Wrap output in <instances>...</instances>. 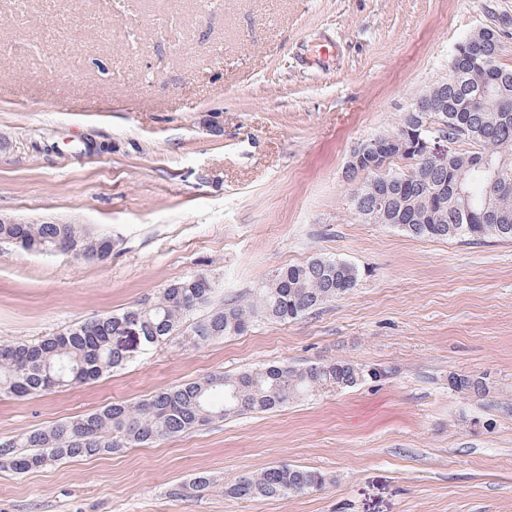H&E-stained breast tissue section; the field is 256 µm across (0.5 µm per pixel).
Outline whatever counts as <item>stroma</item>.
I'll return each instance as SVG.
<instances>
[{
	"instance_id": "stroma-1",
	"label": "stroma",
	"mask_w": 512,
	"mask_h": 512,
	"mask_svg": "<svg viewBox=\"0 0 512 512\" xmlns=\"http://www.w3.org/2000/svg\"><path fill=\"white\" fill-rule=\"evenodd\" d=\"M512 0H0V220L112 239L87 262L0 242V343L204 273L224 300L315 257L354 288L288 323L135 352L97 382L0 396V441L213 373L343 359L384 375L149 447L0 470V512H512V241L413 238L359 218L344 167L446 78ZM314 41L337 44L322 66ZM487 378V402L448 388ZM481 429H474V420ZM311 493L242 500L274 465ZM212 480L189 494L198 473ZM327 478L319 471L299 466L276 465L241 477L226 493L239 499L288 498L322 488Z\"/></svg>"
}]
</instances>
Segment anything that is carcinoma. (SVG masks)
<instances>
[{
  "label": "carcinoma",
  "instance_id": "1",
  "mask_svg": "<svg viewBox=\"0 0 512 512\" xmlns=\"http://www.w3.org/2000/svg\"><path fill=\"white\" fill-rule=\"evenodd\" d=\"M477 46L457 47L442 80L444 111L408 112L407 121L439 116L432 135L450 147L433 158L413 157L409 169L355 181L350 195L357 214L390 224L416 238L512 239V67L499 62L502 37L475 32ZM462 143L471 149H457ZM501 166L487 184L486 164ZM0 240L42 254H71L85 261L112 255V238L92 236L78 224H0ZM357 270L317 257L277 271L244 299L217 304L216 285L204 274L170 282L151 299L117 313L79 323L37 341L0 344V394L25 397L70 389L125 365L130 355L113 337L134 324L150 351L182 337L201 346L239 335L260 319L288 322L354 288ZM368 377L365 368L332 360L297 368L269 365L234 375L212 374L159 391L136 403H112L95 412L32 429L0 442V469L16 476L52 461L91 458L145 447L213 421L264 412L323 392L350 388ZM448 388L484 400L486 378L451 373ZM319 471L276 465L241 477L226 493L239 499L287 498L322 488Z\"/></svg>",
  "mask_w": 512,
  "mask_h": 512
}]
</instances>
